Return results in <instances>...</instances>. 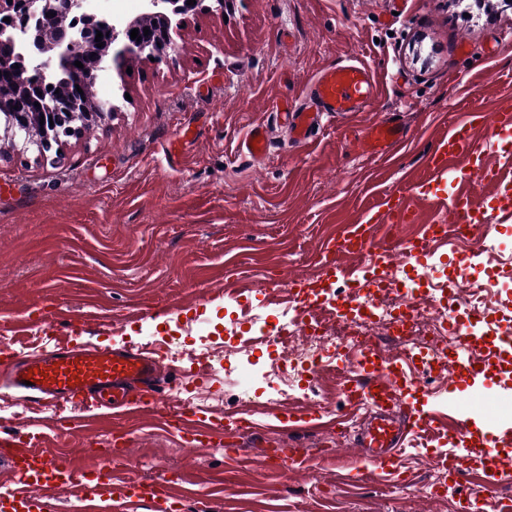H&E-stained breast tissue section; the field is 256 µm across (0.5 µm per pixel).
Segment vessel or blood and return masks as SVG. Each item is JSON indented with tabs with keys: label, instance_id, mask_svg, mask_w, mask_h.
Here are the masks:
<instances>
[{
	"label": "vessel or blood",
	"instance_id": "1",
	"mask_svg": "<svg viewBox=\"0 0 512 512\" xmlns=\"http://www.w3.org/2000/svg\"><path fill=\"white\" fill-rule=\"evenodd\" d=\"M376 96L373 71L362 63H336L323 68L312 81L304 102L285 113L293 143L307 145L313 131L322 123L369 107ZM512 136V108L495 113L490 124L472 132L460 124L451 125L448 144L432 152L427 162V181H436L446 169L449 156L470 158ZM404 138L395 122L384 121L368 129L365 141L373 150L386 152ZM271 146L268 126H254L242 141L243 152L253 159H263ZM475 206L467 192L455 196L442 210V221L449 227H467ZM374 225L360 224L328 241L325 254L329 260L345 255L367 258L374 244ZM85 318H70L67 341L55 340L58 327L55 315L48 314L34 325L35 333L52 336V343L35 351L13 350L0 364V388L22 404H36L47 409V416L31 420L23 428L0 435V469L11 479L10 488L0 492V512H50L51 496L67 495L69 512H138L147 502L171 499L174 488L167 480L118 481L111 473H99L89 482L85 467L77 458L63 459L40 451L39 446L59 423L65 412L81 414L88 426L107 427L113 416L135 419L152 413L159 424L187 443L208 444L219 437L244 439L254 436L256 428L250 417L253 409L241 406L237 415L214 419L199 414L192 403L174 407L164 396L183 382L203 385V374L181 367L161 369L146 350L126 344L102 346L76 338ZM339 385L350 413L369 411L371 417L359 446L364 460L385 476L398 472V451L408 437L429 429L434 415L424 413L408 399L399 397L387 373L372 377L361 374L359 366L340 367ZM33 385H26V378ZM267 459L284 467L299 465L307 452L297 444L269 448ZM448 475L460 484L484 470L481 459L471 455L449 457Z\"/></svg>",
	"mask_w": 512,
	"mask_h": 512
}]
</instances>
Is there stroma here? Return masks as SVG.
<instances>
[{
    "label": "stroma",
    "instance_id": "stroma-1",
    "mask_svg": "<svg viewBox=\"0 0 512 512\" xmlns=\"http://www.w3.org/2000/svg\"><path fill=\"white\" fill-rule=\"evenodd\" d=\"M180 21L166 62L133 58L125 71H97L95 97L115 110L65 139L59 164L0 134V314L33 321L53 307L63 318L103 312L111 327L88 324L84 337L107 346L204 338L209 380L176 394L220 418L243 403L226 370L237 357L225 353L222 329L238 307L276 318L290 281L343 288L342 276L326 278L321 267L324 245L370 218L398 187H409L406 202L417 216L401 238L418 239L440 218V201L462 181L421 194L425 157L450 120H468L476 107L487 124L512 101V0H225L223 11L199 8ZM347 61L375 71L370 107L321 126L306 147L274 128L264 159L241 152L251 126L272 123L276 101L303 98L323 67ZM393 119L404 140L372 152L366 130ZM481 162L501 179L475 187L472 220L498 226L499 245L451 238L434 244L433 258L472 257L512 285V156L490 152ZM162 312L166 322L153 325ZM511 321L512 292L476 320L479 371L451 375L436 365L431 383L419 384L417 350L385 340L362 373L372 375L380 357L396 358L413 401L446 420L452 398L484 385L512 388V347L496 335ZM125 429L131 444L114 476L180 477L176 512H458L464 498L469 512H491L490 499L512 500L506 476L422 495L457 450L448 429L406 448L399 477L388 483L362 464L355 422L343 435L295 429L311 454L285 472L263 460L281 438L274 430L241 441L231 462L223 446L186 445L147 414ZM94 434L72 419L42 447L74 457ZM323 448L336 456L321 457Z\"/></svg>",
    "mask_w": 512,
    "mask_h": 512
}]
</instances>
